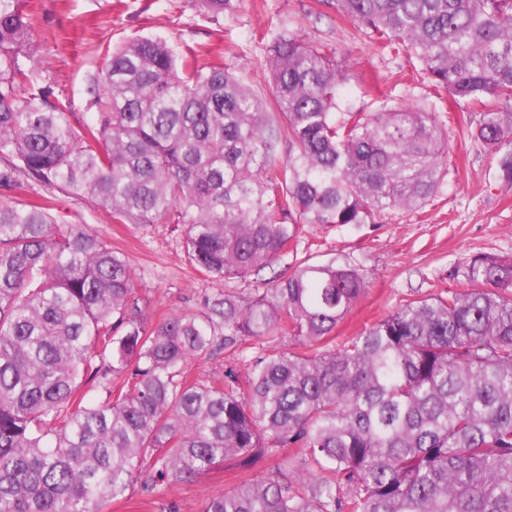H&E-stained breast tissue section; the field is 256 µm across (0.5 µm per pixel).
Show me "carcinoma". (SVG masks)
<instances>
[{
  "label": "carcinoma",
  "mask_w": 512,
  "mask_h": 512,
  "mask_svg": "<svg viewBox=\"0 0 512 512\" xmlns=\"http://www.w3.org/2000/svg\"><path fill=\"white\" fill-rule=\"evenodd\" d=\"M199 2L216 20L231 7ZM322 2L456 101H494L471 136L512 180V0ZM37 44L23 0H0V187L22 175L116 224H181L207 277L273 266L298 219L381 224L441 185L439 116L336 111V61L286 30L268 101L222 64L190 70L166 41L133 38L91 74L100 112L78 127L69 101L22 93ZM464 278L339 345L368 279L336 259L153 324L129 259L88 225L0 203V512H103L144 473L152 492L228 459L276 467L203 512H512V261L477 255ZM286 337L303 350L266 352ZM221 350L238 364L188 379Z\"/></svg>",
  "instance_id": "carcinoma-1"
}]
</instances>
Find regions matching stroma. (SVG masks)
Masks as SVG:
<instances>
[{"mask_svg": "<svg viewBox=\"0 0 512 512\" xmlns=\"http://www.w3.org/2000/svg\"><path fill=\"white\" fill-rule=\"evenodd\" d=\"M42 35L43 60L35 77L54 97L70 101L74 125L93 121L97 107L87 92V77L122 42L137 36L160 38L181 57L198 65L224 64L261 97H269L264 67L267 47L283 31L297 32L334 55L344 76L342 106L372 112L380 99L395 107L437 110L448 124V156L437 194L417 210L401 209L383 223L359 227H299L298 246L261 276L216 280L201 276L185 258L182 225L135 228L112 223L87 200L47 194L34 182L0 188V203L49 196L54 208L75 224L98 231L113 249L127 254L138 277L139 294L152 321L198 310L205 295L231 291L251 296L271 274L291 272L303 261H349L366 271L369 289L337 325L339 339L392 313L405 302L466 288L463 267L474 255L512 258V182L497 174L490 148L470 132L479 108L458 107L438 97L419 67L404 54L381 49L353 23L319 0H232L220 21H212L196 0H25ZM233 463L190 481L145 494L133 485L125 499L105 512H203L214 495L233 487Z\"/></svg>", "mask_w": 512, "mask_h": 512, "instance_id": "35a3bbf8", "label": "stroma"}]
</instances>
